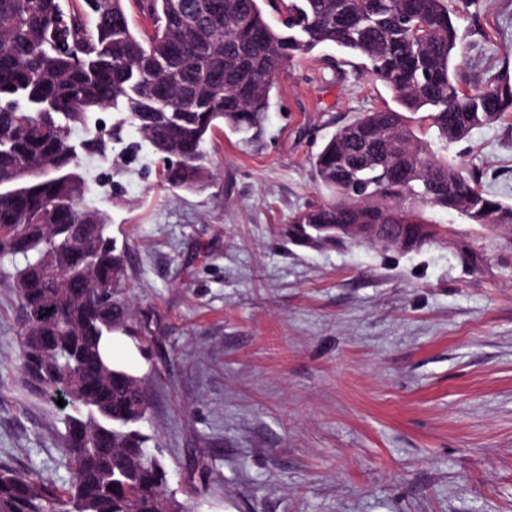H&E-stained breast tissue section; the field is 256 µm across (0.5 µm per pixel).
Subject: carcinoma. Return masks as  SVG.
Instances as JSON below:
<instances>
[{
  "mask_svg": "<svg viewBox=\"0 0 512 512\" xmlns=\"http://www.w3.org/2000/svg\"><path fill=\"white\" fill-rule=\"evenodd\" d=\"M285 4L273 29L262 3ZM150 28L130 27L125 0H0V278L14 288L25 383L40 386L66 442L61 486L0 465V512H189L167 489L142 432L140 378L107 344L135 337L123 292L129 251L93 205L82 158H105L130 126L162 161L161 183L201 192L214 177L206 144L225 128L261 141L286 65L321 45L365 60L396 107L343 125L312 160L332 200L286 225L310 248L347 241L383 251L434 240L426 212L512 227V206L439 160L474 129L512 112V81L471 95L454 73L459 14L447 0H135ZM113 111L109 138L74 128ZM410 224L411 239L343 238L349 224Z\"/></svg>",
  "mask_w": 512,
  "mask_h": 512,
  "instance_id": "cac0c4a2",
  "label": "carcinoma"
}]
</instances>
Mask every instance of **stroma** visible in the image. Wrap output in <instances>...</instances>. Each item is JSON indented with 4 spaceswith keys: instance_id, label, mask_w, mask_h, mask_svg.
<instances>
[{
    "instance_id": "stroma-1",
    "label": "stroma",
    "mask_w": 512,
    "mask_h": 512,
    "mask_svg": "<svg viewBox=\"0 0 512 512\" xmlns=\"http://www.w3.org/2000/svg\"><path fill=\"white\" fill-rule=\"evenodd\" d=\"M449 5L463 92L512 76V0ZM392 103L323 47L280 74L259 144L215 132L204 192L162 187L146 149L121 173L82 160L129 248L148 344L115 338L113 359L142 379L145 429L192 512H512V233L433 210L441 233L412 252L281 234L328 199L311 164L323 142ZM436 154L512 205V114ZM18 334L0 280V464L64 482Z\"/></svg>"
}]
</instances>
